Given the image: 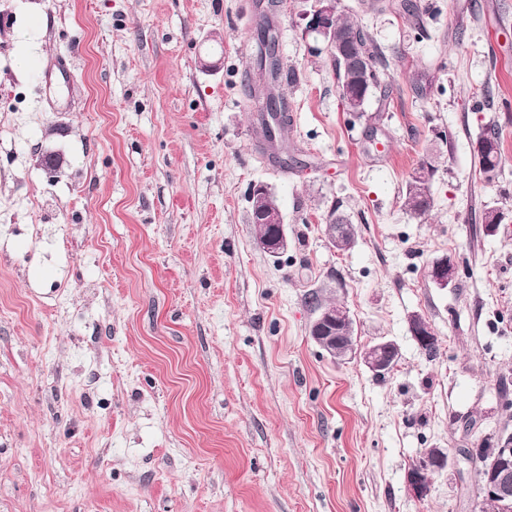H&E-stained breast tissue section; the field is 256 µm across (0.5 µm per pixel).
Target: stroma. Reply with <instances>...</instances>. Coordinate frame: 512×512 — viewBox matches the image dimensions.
<instances>
[{
    "label": "stroma",
    "instance_id": "obj_1",
    "mask_svg": "<svg viewBox=\"0 0 512 512\" xmlns=\"http://www.w3.org/2000/svg\"><path fill=\"white\" fill-rule=\"evenodd\" d=\"M397 2L339 0L390 62L357 118L309 0H0V512H479L462 451L512 435V0ZM28 21L38 67L20 74ZM270 82L288 124L267 156L249 95ZM255 183L287 226L275 258ZM314 292L350 312L344 362L310 336ZM382 340L399 359L380 380L361 353ZM427 448L448 465L418 499ZM482 136H485V137H483L480 141L491 140L496 144L498 151H499V159L497 162H495L496 158L493 154L478 155L479 167H480V170L484 174L494 173L497 170V168L499 167L500 162H501V141H500V137H499V132H496L495 129H492V130L490 129L489 131L485 132ZM496 146L494 144L490 145L487 143L478 142L477 151L483 149L485 152H487L490 149H492V152H495ZM404 207L417 217H424L432 208L430 184L426 191H420L409 180L404 194ZM248 202L250 203L251 224L257 244L268 255L279 256L287 247L288 239L286 225L283 224L282 214L274 200V196L265 185L254 184L251 189V195L250 190L248 192ZM252 208L254 224L252 223ZM269 225L275 227V233L272 235L267 233ZM457 266L447 257L435 261L429 271L430 278L441 287H447L457 277ZM409 329L413 338L422 349L431 343H434L435 346L437 345V337L434 330L421 315L413 314L410 316ZM447 464L448 455L438 448L424 450L415 466L407 473V483L413 495L418 499L426 497L430 490L429 473L444 469Z\"/></svg>",
    "mask_w": 512,
    "mask_h": 512
}]
</instances>
